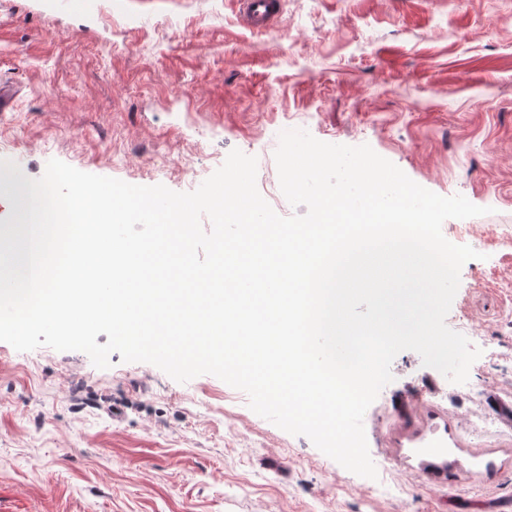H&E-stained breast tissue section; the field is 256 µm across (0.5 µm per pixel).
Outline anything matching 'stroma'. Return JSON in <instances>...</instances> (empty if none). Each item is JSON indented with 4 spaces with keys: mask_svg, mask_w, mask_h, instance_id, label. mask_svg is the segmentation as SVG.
<instances>
[{
    "mask_svg": "<svg viewBox=\"0 0 512 512\" xmlns=\"http://www.w3.org/2000/svg\"><path fill=\"white\" fill-rule=\"evenodd\" d=\"M0 160L196 190L237 149L282 216L279 135L369 145L483 216L446 317L480 357L450 382L400 352L363 424L377 479L256 414L218 377L0 341V512H512V0H0ZM446 442L442 459L414 437ZM242 24L251 30L271 29L283 13L282 0H237Z\"/></svg>",
    "mask_w": 512,
    "mask_h": 512,
    "instance_id": "1",
    "label": "stroma"
}]
</instances>
